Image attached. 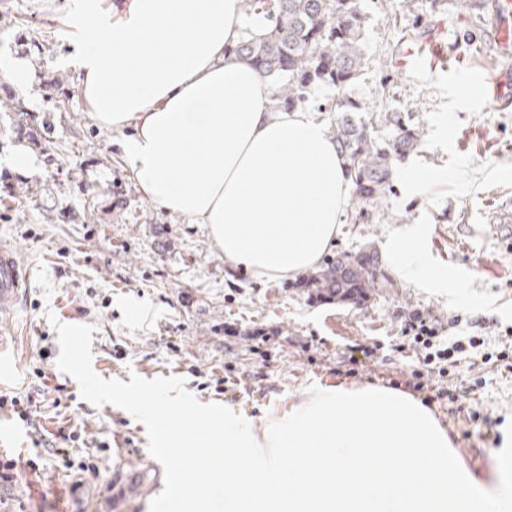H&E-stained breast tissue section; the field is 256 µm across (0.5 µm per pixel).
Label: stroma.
<instances>
[{
  "label": "stroma",
  "mask_w": 512,
  "mask_h": 512,
  "mask_svg": "<svg viewBox=\"0 0 512 512\" xmlns=\"http://www.w3.org/2000/svg\"><path fill=\"white\" fill-rule=\"evenodd\" d=\"M501 0H362L368 17L366 65L354 92L370 110L409 113L422 128V147L406 166L428 179L420 195L408 193L402 174L382 207L347 220L336 252L380 250L389 231L424 224L429 248L443 267L464 278L462 302L452 307L436 288L394 281L383 295L361 304L312 301L290 279L261 280L229 269L208 228L148 202L123 163V133L102 127L83 106L82 84L68 62L74 47L69 13L74 0H0V175L12 176L15 194L0 198V235L31 269V284L0 313V352L10 368L0 395L36 394L41 409L31 423L0 409V432H18L22 448L0 456L19 459L15 481L0 484V512H149L164 488L163 468L148 450L144 425L116 406L80 398L77 381L57 366L51 318L94 326L91 351L103 378L129 381L178 375L200 402H223L216 377L225 364L264 370L249 380L232 407L254 428L285 414L308 385L381 384L414 361H375L356 377L336 375L345 347L389 346L400 334V315L431 312L457 319L455 336L497 339L512 329V235L500 234L496 214L512 199V83L489 105L473 75L512 74L497 32L507 17ZM440 35L428 63L401 67L410 47ZM35 58L27 87L10 77L13 60ZM34 168L10 162L16 150ZM243 332L278 327L285 344H267L269 364L248 338H226L224 326ZM318 338L322 351L309 363L299 342ZM486 413L512 416V379L483 372ZM74 395L57 407L44 385ZM432 411L461 460L478 477L494 473V445L463 437L445 406ZM72 425L82 443L67 457L40 447Z\"/></svg>",
  "instance_id": "stroma-1"
}]
</instances>
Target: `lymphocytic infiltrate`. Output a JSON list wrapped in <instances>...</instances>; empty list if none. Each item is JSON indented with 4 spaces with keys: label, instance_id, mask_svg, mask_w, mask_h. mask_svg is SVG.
<instances>
[{
    "label": "lymphocytic infiltrate",
    "instance_id": "obj_1",
    "mask_svg": "<svg viewBox=\"0 0 512 512\" xmlns=\"http://www.w3.org/2000/svg\"><path fill=\"white\" fill-rule=\"evenodd\" d=\"M400 330L399 341L391 349L402 357L416 360L408 386L422 394L425 404H447L449 415L463 416L466 424L482 427L483 440L496 443L493 428L497 420L480 408L482 379L461 387L455 378L463 363L472 371L490 367L504 375L512 374V332L502 336L492 351L487 350L481 336H463L447 342L438 318L418 309L405 314Z\"/></svg>",
    "mask_w": 512,
    "mask_h": 512
}]
</instances>
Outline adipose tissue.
<instances>
[{"label": "adipose tissue", "instance_id": "ef3b65f1", "mask_svg": "<svg viewBox=\"0 0 512 512\" xmlns=\"http://www.w3.org/2000/svg\"><path fill=\"white\" fill-rule=\"evenodd\" d=\"M70 64L105 128L134 127L122 159L146 199L207 225L233 267L282 278L320 263L345 222L350 183L334 140L308 110H278L270 84L225 57L244 30L241 0H76ZM381 254L404 283H461L402 224Z\"/></svg>", "mask_w": 512, "mask_h": 512}]
</instances>
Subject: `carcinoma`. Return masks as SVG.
I'll list each match as a JSON object with an SVG mask.
<instances>
[{"mask_svg":"<svg viewBox=\"0 0 512 512\" xmlns=\"http://www.w3.org/2000/svg\"><path fill=\"white\" fill-rule=\"evenodd\" d=\"M242 8L248 17H263L264 25L259 32L244 31L225 54L249 63L271 83L275 107L331 113L328 132L353 187L355 216L380 207L395 167L421 147L422 132L399 112L361 119L370 107L354 94L366 65L368 18L360 0H242ZM322 87L335 89V95L320 96ZM301 281L329 301L354 303L392 287L373 253L339 255Z\"/></svg>","mask_w":512,"mask_h":512,"instance_id":"obj_1","label":"carcinoma"}]
</instances>
